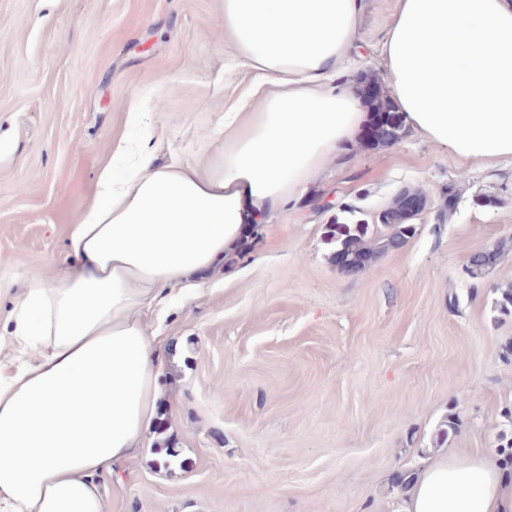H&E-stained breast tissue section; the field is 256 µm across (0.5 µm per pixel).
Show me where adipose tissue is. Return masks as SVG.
Here are the masks:
<instances>
[{"label": "adipose tissue", "instance_id": "adipose-tissue-1", "mask_svg": "<svg viewBox=\"0 0 512 512\" xmlns=\"http://www.w3.org/2000/svg\"><path fill=\"white\" fill-rule=\"evenodd\" d=\"M365 0H224V33L267 80L224 115V149L168 164L162 139L119 143L66 239L69 265L10 293L0 354V512H105L95 482L159 411L163 293L194 291L252 225L292 204L369 127L332 83ZM409 128L456 157L512 158V0H397L380 47ZM399 512H512V466L430 456Z\"/></svg>", "mask_w": 512, "mask_h": 512}]
</instances>
